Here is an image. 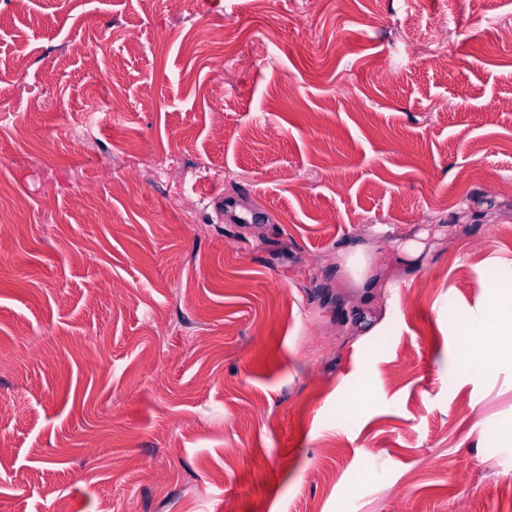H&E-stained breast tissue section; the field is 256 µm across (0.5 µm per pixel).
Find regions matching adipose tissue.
I'll return each instance as SVG.
<instances>
[{"label":"adipose tissue","instance_id":"ef3b65f1","mask_svg":"<svg viewBox=\"0 0 512 512\" xmlns=\"http://www.w3.org/2000/svg\"><path fill=\"white\" fill-rule=\"evenodd\" d=\"M459 331L462 341L457 350L458 359L472 360L479 349L488 355L495 354L500 337L512 335V289L481 320L460 322Z\"/></svg>","mask_w":512,"mask_h":512}]
</instances>
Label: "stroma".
<instances>
[{
	"mask_svg": "<svg viewBox=\"0 0 512 512\" xmlns=\"http://www.w3.org/2000/svg\"><path fill=\"white\" fill-rule=\"evenodd\" d=\"M509 25L0 0V512H512V358H456L512 286Z\"/></svg>",
	"mask_w": 512,
	"mask_h": 512,
	"instance_id": "obj_1",
	"label": "stroma"
}]
</instances>
